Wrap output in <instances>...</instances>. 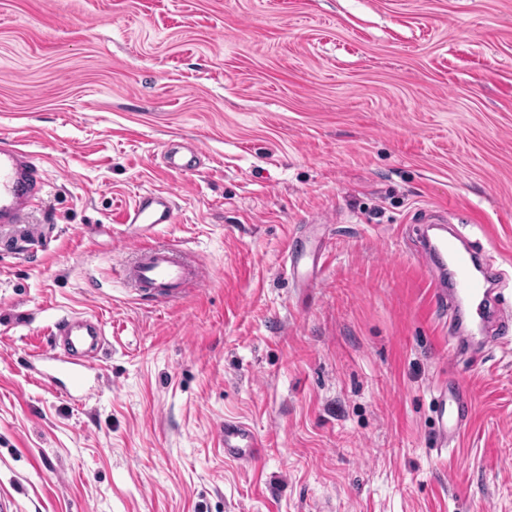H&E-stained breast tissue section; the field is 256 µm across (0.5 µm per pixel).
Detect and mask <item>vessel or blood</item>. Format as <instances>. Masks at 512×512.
<instances>
[{
	"label": "vessel or blood",
	"mask_w": 512,
	"mask_h": 512,
	"mask_svg": "<svg viewBox=\"0 0 512 512\" xmlns=\"http://www.w3.org/2000/svg\"><path fill=\"white\" fill-rule=\"evenodd\" d=\"M47 181L42 161L20 142L0 138V224H23L45 194ZM176 202L173 193L151 191L136 197L120 215L124 224H140L151 229L159 224H170L175 219ZM450 261L454 268V293L469 304L473 319H481L482 306L487 297L485 279L472 271L473 254L460 250L448 239L434 245L432 251H420L422 261L431 255ZM122 283L142 296L173 297L197 285L202 276L199 265L163 246L142 244L134 260L120 264L114 270ZM53 343L62 349L58 357L71 380L75 392L87 388V374L94 368V358L103 348L105 332L100 320L87 316H70L58 321L53 330ZM473 396L451 388L437 400V416L441 424V438L452 441L471 418ZM265 446L257 434L245 424L228 421L224 424V455L248 462L260 457Z\"/></svg>",
	"instance_id": "b4317fda"
}]
</instances>
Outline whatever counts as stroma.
<instances>
[{
  "label": "stroma",
  "instance_id": "35a3bbf8",
  "mask_svg": "<svg viewBox=\"0 0 512 512\" xmlns=\"http://www.w3.org/2000/svg\"><path fill=\"white\" fill-rule=\"evenodd\" d=\"M4 136L47 187L38 243L0 228V512H512V330L456 353L416 258L480 242L512 310V0H0ZM154 190L204 281L141 300L112 269ZM73 311L106 338L75 398L40 357ZM176 202L173 193L151 191L136 197L120 215V223L143 224L150 230L157 224H171L175 219ZM437 416L444 444L454 441L466 427L473 409V395L459 387L441 392L437 400ZM265 445L257 434L238 421L224 422V457L248 462L260 457Z\"/></svg>",
  "mask_w": 512,
  "mask_h": 512
}]
</instances>
